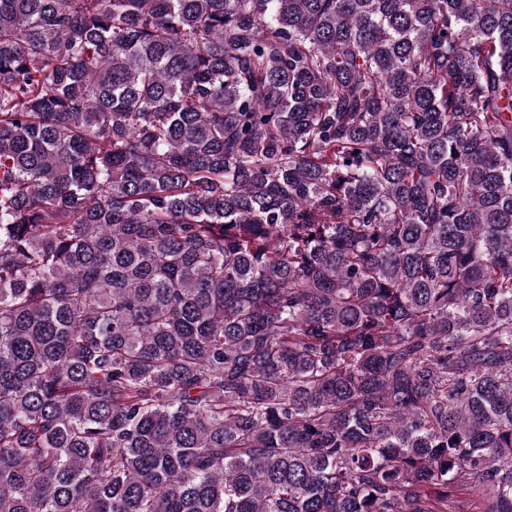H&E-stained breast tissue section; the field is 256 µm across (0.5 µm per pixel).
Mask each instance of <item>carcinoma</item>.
<instances>
[{"label":"carcinoma","mask_w":512,"mask_h":512,"mask_svg":"<svg viewBox=\"0 0 512 512\" xmlns=\"http://www.w3.org/2000/svg\"><path fill=\"white\" fill-rule=\"evenodd\" d=\"M512 512V0H0V512Z\"/></svg>","instance_id":"obj_1"}]
</instances>
